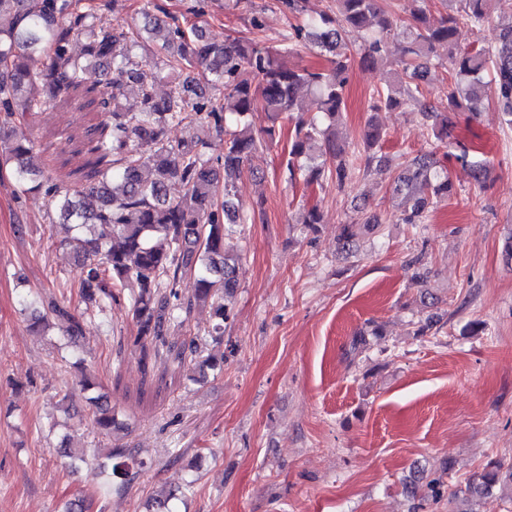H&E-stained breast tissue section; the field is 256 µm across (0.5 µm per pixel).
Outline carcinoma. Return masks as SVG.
I'll return each instance as SVG.
<instances>
[{
	"label": "carcinoma",
	"instance_id": "1",
	"mask_svg": "<svg viewBox=\"0 0 512 512\" xmlns=\"http://www.w3.org/2000/svg\"><path fill=\"white\" fill-rule=\"evenodd\" d=\"M80 0H0V173L7 170L20 193L47 188L54 194L59 223L75 229L96 228L86 237L65 239L83 267L77 295L89 308L104 311L125 301L136 327L133 343L139 347L146 370L152 359L167 355L180 367L198 372L215 366L214 358L199 359L192 337L180 346L168 342L174 326L184 325L198 303L211 309V335L224 333L237 287L239 256L231 242V226L255 220L256 212L241 214L233 201L234 180L252 154L273 144L280 119L301 112L296 90L309 88L315 115L295 122L287 169L290 178L308 172L309 181L331 180L341 187L349 179L353 161L336 140V121L345 108V90L352 53L347 33L359 40L361 62L375 65L386 59L388 40L401 37L399 85L374 91L371 111L395 110L424 97L418 80L422 60L438 46L448 48L442 63L450 75L448 109L476 115L492 98L505 123L512 125V20L490 25L492 0H448L449 12L434 23L426 0H407L409 17L401 21L379 5V0H334L336 16L324 12L303 25H289L281 48L261 49L242 40L216 44L201 27L180 25L154 0H145L141 14L150 31L162 39L167 66L173 73L199 69L207 83L222 86L221 98L198 100L186 79L164 97L142 83L131 56L133 36L120 25L104 21L95 6ZM479 33L490 31L484 45L473 51L456 42L460 25ZM75 38L84 41V63L70 53ZM310 40L333 56L327 68L290 67L282 61L303 41ZM54 55L44 60L46 48ZM141 83L140 107L128 112L119 104L125 87ZM62 104L89 109L105 119L80 141L77 153L85 162L80 179L70 184L49 183L46 161H34V143L15 136L17 124L38 112ZM265 112L268 125L254 128L251 117ZM171 125H187L219 137L215 143L195 136L178 142L166 137ZM386 133L369 118L366 149L385 141ZM219 150L212 158L208 153ZM455 158L470 167L473 180H484L486 169L469 159L461 147ZM184 187L178 200L167 196L168 182ZM224 188H219V183ZM396 191L410 207L405 224H423L428 213L456 194L448 171L437 165L435 152L414 158L398 175ZM360 225L340 226L341 250L353 248ZM196 277L194 294L185 297L179 283L186 273ZM32 310L30 329L39 332L52 318L63 335L75 343L83 337L80 316L65 302L34 292L23 298ZM93 420L110 431L116 417L108 402L93 398ZM109 464L93 468L107 474L105 490L128 489L146 466L132 448H113ZM512 483V467L491 459L483 472L465 485L470 497L486 495L503 480ZM417 501L412 512L444 496L442 479L424 480L415 473L406 483Z\"/></svg>",
	"mask_w": 512,
	"mask_h": 512
}]
</instances>
